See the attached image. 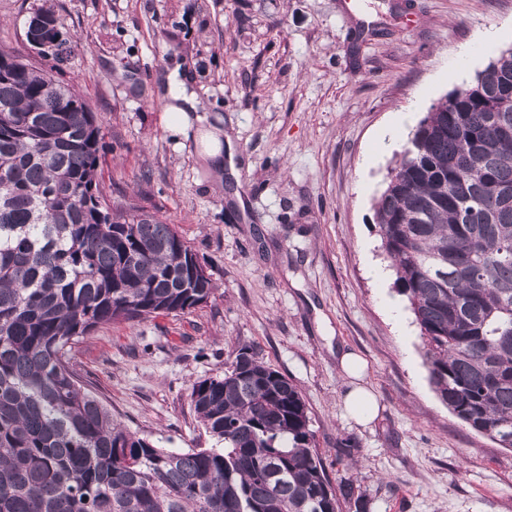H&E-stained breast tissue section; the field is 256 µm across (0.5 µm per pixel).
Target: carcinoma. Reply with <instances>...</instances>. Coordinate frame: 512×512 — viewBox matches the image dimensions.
Instances as JSON below:
<instances>
[{"mask_svg": "<svg viewBox=\"0 0 512 512\" xmlns=\"http://www.w3.org/2000/svg\"><path fill=\"white\" fill-rule=\"evenodd\" d=\"M51 81L18 55L0 75V512H364L326 473L301 392L250 346L192 384L211 448H160L87 387L81 338L216 285L174 225L107 202L98 117ZM375 218L435 393L512 448V48L432 106Z\"/></svg>", "mask_w": 512, "mask_h": 512, "instance_id": "carcinoma-1", "label": "carcinoma"}]
</instances>
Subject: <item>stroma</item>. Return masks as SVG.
Wrapping results in <instances>:
<instances>
[{"label":"stroma","mask_w":512,"mask_h":512,"mask_svg":"<svg viewBox=\"0 0 512 512\" xmlns=\"http://www.w3.org/2000/svg\"><path fill=\"white\" fill-rule=\"evenodd\" d=\"M54 9L69 45L42 69L102 120L107 199L143 201L174 224L217 289L207 304L95 329L74 361L131 431L207 448L194 382L253 347L301 391L331 480L368 512H512V448L433 391L414 316L393 282L374 203L415 129L455 89L461 44L485 30L467 77L512 47V0H0V47L28 55L25 24ZM187 72L193 131L165 128L163 77ZM222 125L241 162L217 178L198 131ZM366 364L346 377L342 353ZM374 395L368 424L346 393Z\"/></svg>","instance_id":"stroma-1"}]
</instances>
